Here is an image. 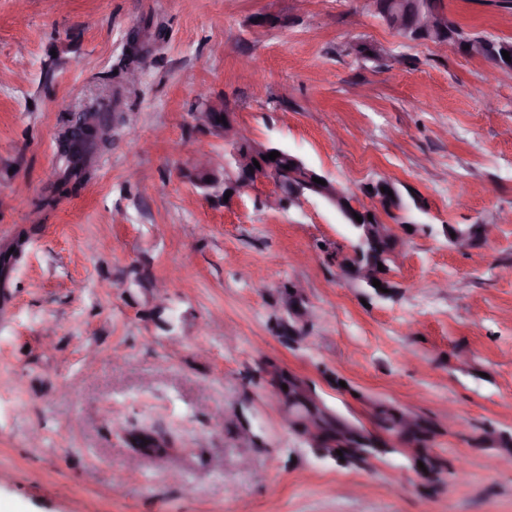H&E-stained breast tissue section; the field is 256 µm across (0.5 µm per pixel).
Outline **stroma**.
Wrapping results in <instances>:
<instances>
[{"label": "stroma", "mask_w": 512, "mask_h": 512, "mask_svg": "<svg viewBox=\"0 0 512 512\" xmlns=\"http://www.w3.org/2000/svg\"><path fill=\"white\" fill-rule=\"evenodd\" d=\"M469 34L512 39L501 0H443ZM161 38L133 86L130 33ZM258 142L373 207L413 192L388 291L338 266L355 237L308 193L273 211L265 182L228 202L193 178L199 91ZM112 106L84 186L56 193L57 140ZM492 224L459 247L448 226ZM0 512H512V72L411 43L365 0H0ZM302 286L286 305L285 287ZM284 368L373 429L429 422L420 468L354 463L286 424ZM243 412L256 439L217 413ZM174 446L132 462L119 430ZM369 186L372 187V192H369V190L366 188L365 193L370 197L372 195L381 196L384 199V203L386 205V211H388L387 208H389L393 205H397L398 210H411L412 207L417 210H422V205L420 204V201L417 198L409 195L411 204L407 203L403 199L399 189L394 184H392L388 181H385V180L378 181L375 185H369ZM381 187H385L386 192L381 191ZM387 190H392L393 197H390L387 194ZM404 416L409 423L413 421V417L406 414H404ZM374 419L380 429L399 432L404 438V442L414 446L417 453L420 452L422 448H426L433 434L432 428L420 418L415 420L412 425L405 426V419L402 413L394 408L380 407L375 410Z\"/></svg>", "instance_id": "1"}]
</instances>
